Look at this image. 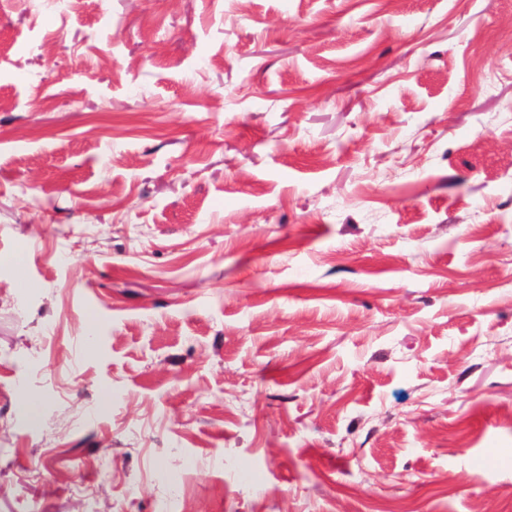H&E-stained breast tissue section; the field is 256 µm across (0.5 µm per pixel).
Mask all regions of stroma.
I'll return each mask as SVG.
<instances>
[{
  "label": "stroma",
  "mask_w": 512,
  "mask_h": 512,
  "mask_svg": "<svg viewBox=\"0 0 512 512\" xmlns=\"http://www.w3.org/2000/svg\"><path fill=\"white\" fill-rule=\"evenodd\" d=\"M0 512H512V0H0Z\"/></svg>",
  "instance_id": "stroma-1"
}]
</instances>
